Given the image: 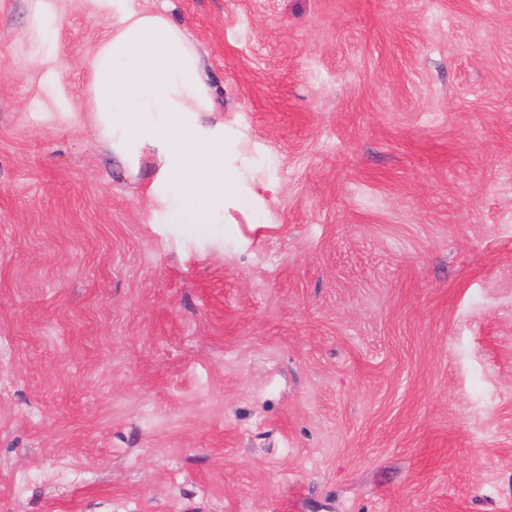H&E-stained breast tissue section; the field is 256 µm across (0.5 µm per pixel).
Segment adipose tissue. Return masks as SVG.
<instances>
[{
    "mask_svg": "<svg viewBox=\"0 0 512 512\" xmlns=\"http://www.w3.org/2000/svg\"><path fill=\"white\" fill-rule=\"evenodd\" d=\"M92 2L112 26L84 60L89 113L129 176L150 170V208L171 224L262 223L264 197L215 108L198 43L171 16L132 0Z\"/></svg>",
    "mask_w": 512,
    "mask_h": 512,
    "instance_id": "1",
    "label": "adipose tissue"
}]
</instances>
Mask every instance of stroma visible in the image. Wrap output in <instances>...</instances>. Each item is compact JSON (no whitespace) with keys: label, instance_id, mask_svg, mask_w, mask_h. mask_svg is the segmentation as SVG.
<instances>
[{"label":"stroma","instance_id":"1","mask_svg":"<svg viewBox=\"0 0 512 512\" xmlns=\"http://www.w3.org/2000/svg\"><path fill=\"white\" fill-rule=\"evenodd\" d=\"M54 2L50 86L0 0V512H512V0H136L258 226L151 211Z\"/></svg>","mask_w":512,"mask_h":512}]
</instances>
